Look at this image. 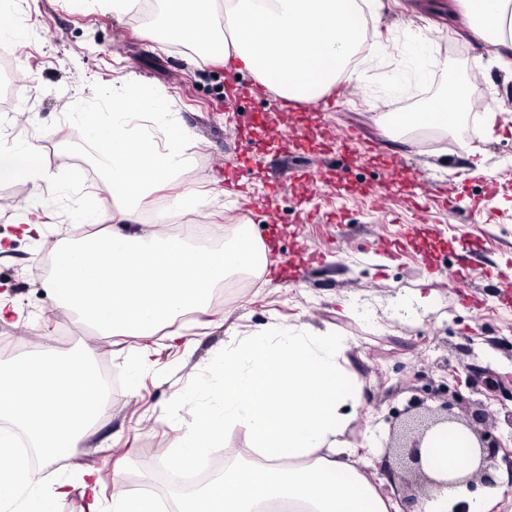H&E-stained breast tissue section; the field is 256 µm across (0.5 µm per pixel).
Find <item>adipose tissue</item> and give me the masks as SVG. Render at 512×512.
I'll list each match as a JSON object with an SVG mask.
<instances>
[{
    "mask_svg": "<svg viewBox=\"0 0 512 512\" xmlns=\"http://www.w3.org/2000/svg\"><path fill=\"white\" fill-rule=\"evenodd\" d=\"M464 25L494 46L501 68L512 74V0H456ZM380 0H159L154 36L161 43H187L212 61L235 59L238 70L287 100H304L337 83L360 86L351 66L366 41L363 12ZM223 11L229 34L213 29ZM347 337L282 336L262 332L224 349V412L186 424L181 464L190 469L223 442L227 427L250 435L245 450L228 448L223 476L181 499L176 512H399L357 464L359 449L343 439L357 420L361 387L347 375ZM102 391L86 352L65 360L46 355L24 367L0 366V417L18 423L47 460L88 434L102 410ZM466 448L461 434L441 430L425 439L422 463L445 478ZM71 484L36 486L33 471L0 436V503L21 512H51Z\"/></svg>",
    "mask_w": 512,
    "mask_h": 512,
    "instance_id": "obj_1",
    "label": "adipose tissue"
}]
</instances>
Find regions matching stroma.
Segmentation results:
<instances>
[{"label": "stroma", "instance_id": "obj_1", "mask_svg": "<svg viewBox=\"0 0 512 512\" xmlns=\"http://www.w3.org/2000/svg\"><path fill=\"white\" fill-rule=\"evenodd\" d=\"M371 21L373 62L363 68L361 91H344L317 114L285 111L278 94L247 71L229 78L226 66L196 51L177 50L155 40L152 20L133 11L116 12L110 0H7L0 5V30L13 26L14 72L23 80L14 102L0 109V150L34 145L38 168L50 179L19 178L0 183V304L10 315L0 322V363L39 355L66 358L86 350L90 363L111 371L116 381L111 407L99 418L71 458L59 465L41 461L44 485L70 480V495L55 512H87L79 485L83 467L102 470L103 512H111L112 472L124 486L160 489L176 502L177 488L158 469V459L179 461L175 436L193 419L222 410L224 374L218 364L225 345L255 333L279 329L349 337V370L363 385L362 411L368 427L346 438L366 444V461L383 493L423 495L397 462L392 419L410 400L440 403L431 391L448 387L456 368L463 396L452 412L468 420L482 410L484 427L503 444L512 428L503 421L512 409V307L500 304L499 267L512 263V75L492 49L477 44L453 15L454 0H382ZM449 36L429 77L417 80L421 49L417 34ZM481 76L480 90L496 109V132L464 138L465 123L449 129L453 148H419L413 130L398 129L397 117L425 109L448 96V74ZM129 81L154 86L169 102L191 142L189 168L141 205L140 224L111 225L118 201L107 198L104 180L90 161L64 153L79 133L65 114L91 100L93 84L119 87ZM352 132L359 152L346 180L328 164L337 147L335 128ZM425 170L439 188L455 184L452 209L416 206V187L399 183L376 199L386 161ZM324 164L326 188L307 190L303 180ZM497 181L488 193L485 177ZM198 199V212L223 217L234 210L255 235L280 227L266 269L252 288L215 303V316L187 313L162 325L148 341L115 333L100 335L52 294L49 260L73 240L77 216L98 208L103 221L94 233H148L169 223L171 210L158 201L180 195ZM38 200L42 236L21 232V205ZM310 222H302L303 214ZM318 255L295 280L282 276L281 262ZM429 296L425 306L405 309L414 291ZM352 305L345 314L344 305ZM493 372L503 389L491 393L468 382L474 371ZM497 487L476 485L470 498L481 512H512V465L496 464Z\"/></svg>", "mask_w": 512, "mask_h": 512}]
</instances>
